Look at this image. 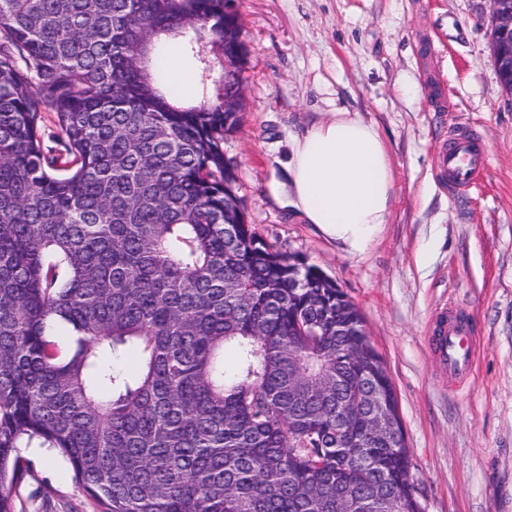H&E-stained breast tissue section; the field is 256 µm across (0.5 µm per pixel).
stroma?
Wrapping results in <instances>:
<instances>
[{"label": "stroma", "mask_w": 512, "mask_h": 512, "mask_svg": "<svg viewBox=\"0 0 512 512\" xmlns=\"http://www.w3.org/2000/svg\"><path fill=\"white\" fill-rule=\"evenodd\" d=\"M244 110L224 139L247 221L336 281L363 316L395 386L422 512H512V93L490 49V0H237ZM416 84L420 96L405 94ZM376 123L396 183L387 224L351 254L287 206L290 135L328 113ZM478 132L485 175L452 193L437 155ZM475 324L464 389L432 362L434 316ZM13 512H101L69 464L39 444Z\"/></svg>", "instance_id": "obj_1"}]
</instances>
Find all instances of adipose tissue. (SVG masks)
<instances>
[{
	"label": "adipose tissue",
	"mask_w": 512,
	"mask_h": 512,
	"mask_svg": "<svg viewBox=\"0 0 512 512\" xmlns=\"http://www.w3.org/2000/svg\"><path fill=\"white\" fill-rule=\"evenodd\" d=\"M288 203L304 223L351 253L364 250L391 212L395 182L384 138L357 112H332L292 136Z\"/></svg>",
	"instance_id": "obj_1"
}]
</instances>
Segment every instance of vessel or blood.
<instances>
[{
    "mask_svg": "<svg viewBox=\"0 0 512 512\" xmlns=\"http://www.w3.org/2000/svg\"><path fill=\"white\" fill-rule=\"evenodd\" d=\"M438 166L453 189H464L486 170L483 145L465 132L454 133L448 147L438 156ZM432 356L450 381L470 377L474 363V342L470 321L455 313L440 314L432 329Z\"/></svg>",
    "mask_w": 512,
    "mask_h": 512,
    "instance_id": "vessel-or-blood-1",
    "label": "vessel or blood"
}]
</instances>
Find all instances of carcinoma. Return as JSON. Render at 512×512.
Masks as SVG:
<instances>
[{
  "label": "carcinoma",
  "instance_id": "cac0c4a2",
  "mask_svg": "<svg viewBox=\"0 0 512 512\" xmlns=\"http://www.w3.org/2000/svg\"><path fill=\"white\" fill-rule=\"evenodd\" d=\"M228 2L0 0V512L24 439L102 512H420L406 442L347 401L397 406L357 307L224 223ZM163 38L214 102L160 87ZM181 64L183 70L190 77L193 87H194V96L191 99H186L187 101L199 105L200 103L212 102L215 100V93L213 90V86L209 83L206 84L201 80V72L199 69V65L191 55L182 54Z\"/></svg>",
  "mask_w": 512,
  "mask_h": 512
}]
</instances>
